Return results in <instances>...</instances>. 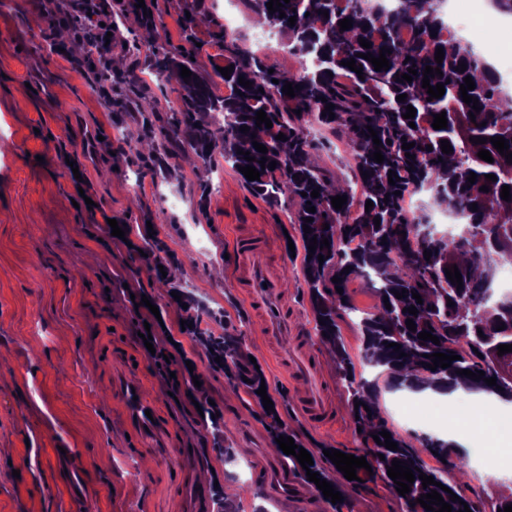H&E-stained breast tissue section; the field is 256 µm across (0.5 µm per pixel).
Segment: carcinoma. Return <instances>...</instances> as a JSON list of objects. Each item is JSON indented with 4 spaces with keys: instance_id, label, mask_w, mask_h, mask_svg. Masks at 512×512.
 Here are the masks:
<instances>
[{
    "instance_id": "obj_1",
    "label": "carcinoma",
    "mask_w": 512,
    "mask_h": 512,
    "mask_svg": "<svg viewBox=\"0 0 512 512\" xmlns=\"http://www.w3.org/2000/svg\"><path fill=\"white\" fill-rule=\"evenodd\" d=\"M255 22L288 39L294 52L301 57L312 56L315 70L305 68L292 73H269L265 58L257 51L242 47L232 35L224 34L225 65H234L230 78L215 72L217 78L230 87L224 97L213 94L212 79H205L195 71L193 63L171 52L153 51L149 55L150 68L159 76L175 80L181 89L180 118L176 124L184 128L185 144L203 166L210 165L211 155L220 151L224 162L234 170L251 165L259 170L260 179L246 181L258 196L277 202L283 188H288L289 201L296 206L292 227L297 232L301 247V272L309 289L315 329L320 341L329 349L336 369L347 393L353 423L361 427L364 447L356 449L354 456L365 457L368 464H376L381 479L391 488L397 484L387 475L392 461L398 459L411 466L417 479L411 491L399 496L404 512H427L416 503L423 494L437 491L452 512L469 507L471 512H481L469 499L459 494L460 478L468 470V461L459 455L456 446L433 435H425L417 442L391 435L397 449L389 450L377 444L373 436L385 429L377 416L373 401L375 384L356 372L341 336L338 320L355 311L348 284L355 278L365 279L372 287L378 304L376 310L360 318L357 326L362 340V356L366 364L383 367L391 373H402L391 380L396 390L420 392L427 388L442 390V385L452 384L469 392H487L485 381L473 380L458 374L462 369L473 373L494 372L493 360L498 359L512 367V352L498 355V345L512 344V300L493 297L491 284L499 255L512 253V200L501 198L502 186L512 188V163L499 154L492 142L473 143L471 139L502 136L512 151V112L499 108L501 95L495 80L484 63L459 45L448 52V43L454 38L444 35L445 26L438 7L439 0H398L391 13L379 12L369 5V0H290L283 3L284 17L279 12L269 13V0H245ZM329 17H324L323 11ZM296 17L295 25L289 18ZM352 20V28L340 29L338 21ZM408 33L405 42L396 39L399 30ZM371 43L363 48L359 39ZM391 50L386 55L389 69L376 71L374 65L359 57L370 53L379 57L382 48ZM443 48L444 59L437 63V48ZM355 59L363 67V77L341 61ZM466 70H461V65ZM441 69L430 85H444L445 94L427 101L429 94L422 87L425 66ZM192 71L185 80L181 67ZM417 70L412 82L402 81L408 69ZM470 76L475 89L467 94L478 100L480 111L464 103L460 85ZM252 82L246 88L239 78ZM278 83H273V80ZM300 86L295 97L282 92L286 83ZM405 95V101L396 97ZM327 102H322L321 98ZM334 104V119L322 115L326 103ZM416 110L412 120L402 118L406 106ZM301 114H296V110ZM262 110L272 122V127L256 126V112ZM446 112L447 127L435 130L434 115ZM475 119H470V115ZM315 121L345 142L353 154L355 165L352 178L335 179L314 159V146L305 133V125ZM415 122L416 128L409 127ZM249 132L240 131L241 126ZM377 132L381 145L373 143L368 128ZM284 134L287 140L276 139ZM450 142L452 153L441 150V141ZM264 145L268 152L255 149L253 142ZM415 143L405 150L403 143ZM432 150H427V146ZM381 150L384 161L372 159ZM485 149L494 162L488 163L477 156ZM249 153L253 161L246 160L240 151ZM415 156L410 159L405 153ZM276 162L275 169L261 167L260 160ZM394 171L399 181L391 185L389 171ZM476 181L468 182L470 173ZM298 178H293V175ZM493 174L492 182L485 175ZM428 190L434 198L451 201L452 209L462 210L468 223L461 225L454 236H438L425 232V222L407 215L404 207L407 187ZM488 186L489 191L481 190ZM320 196H310L313 190ZM308 196H302V193ZM346 196L347 202L337 210L331 198ZM374 206L365 210L366 201ZM315 212L306 211L308 206ZM312 222L305 223V218ZM380 220L375 226L374 220ZM329 229H323V224ZM310 232L303 230V225ZM406 235H400V232ZM328 239L330 246L309 253L310 239ZM357 242L355 251L345 250L346 243ZM431 252V258L424 251ZM324 262H319L318 256ZM457 266L462 276V288L451 282L445 269ZM350 270H345V267ZM341 278L333 283V277ZM342 288L338 293L336 288ZM405 291L398 299L395 292ZM422 297L419 304L412 294ZM452 300L454 306L447 305ZM391 308H386V305ZM416 307L417 315L403 312ZM413 320L415 330L408 329L407 320ZM426 331L438 337L440 344L423 341L418 333ZM483 335H478V332ZM196 340L206 349H213L211 358L221 357L224 371L231 380L252 381L254 389L261 386L262 376L256 368H247V348L240 336H226L216 340L196 333ZM401 345L399 356L390 344ZM445 353L458 355L451 366L436 370L427 368L433 363L429 355ZM360 407H355V403ZM385 460H380L379 455ZM428 455L440 463L430 467L423 456ZM426 474L450 488L422 486L418 475ZM458 500H451V494Z\"/></svg>"
}]
</instances>
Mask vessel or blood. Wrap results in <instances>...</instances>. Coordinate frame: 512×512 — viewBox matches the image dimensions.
<instances>
[{"mask_svg":"<svg viewBox=\"0 0 512 512\" xmlns=\"http://www.w3.org/2000/svg\"><path fill=\"white\" fill-rule=\"evenodd\" d=\"M231 249L238 295L253 318L258 336L266 341L288 334L294 338L291 350L277 355L273 372L274 377L289 386L287 403L308 426L323 424L335 410L331 384L309 337L301 335L298 329L297 309L289 305L281 286V270L272 258L269 239L253 227L240 230L231 241ZM142 389L141 379L133 374L116 381L115 395L122 405L134 449L149 447L152 456L168 471L184 467L175 431L168 424L147 417L149 405L138 396ZM176 489L169 475L151 481L136 499L135 512H163L159 509L163 503L168 506L164 512H177Z\"/></svg>","mask_w":512,"mask_h":512,"instance_id":"obj_1","label":"vessel or blood"}]
</instances>
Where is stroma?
<instances>
[{
    "label": "stroma",
    "instance_id": "stroma-1",
    "mask_svg": "<svg viewBox=\"0 0 512 512\" xmlns=\"http://www.w3.org/2000/svg\"><path fill=\"white\" fill-rule=\"evenodd\" d=\"M209 20L185 31L189 0H155L156 42L175 54L191 56L202 74L224 64V19L236 17L239 43L252 45L259 27L244 0H203ZM116 46L112 95L104 97L74 64L73 41L63 35L57 49L40 45L42 31L55 28L38 0H8L0 9V512H131L132 488L157 470L147 452L127 450L126 421L112 389V365L137 359L144 395L180 437L192 460L182 474L180 512H195L198 494L205 512H217L224 485L241 489L238 512H403L396 495L381 481L343 482L341 503L330 505L313 485L296 480L294 496L283 497L265 483V470L284 471L274 433L285 429L310 450L320 471L335 477L328 448L354 452L346 393L324 345L316 350L333 381L334 422L308 427L270 385L274 413L263 411L248 383L229 384L223 369L182 320L196 316L197 330L219 338L243 334L256 363L269 352L236 299L227 258L237 229L261 226L274 243L273 258L288 265L291 207L255 195L240 176L213 153L209 167L185 165L168 118L180 105L176 81L157 76L144 52L131 46L142 33V15L132 0H114ZM158 103L156 117L143 118L133 103L137 90ZM317 162L344 177L354 158L345 143L318 125H309ZM169 142L166 155L136 156L129 137ZM78 170H71L68 158ZM82 187H75V176ZM92 207H76L81 195ZM124 237L111 234V222ZM154 232L176 279L163 278L152 257L140 254L143 238ZM183 288L175 301L173 287ZM148 305L133 306L136 297ZM342 337L356 369L371 375L381 420L404 438L419 429L397 416L393 391L383 368L362 360L357 326L345 320ZM151 330L166 361H158L141 338ZM111 349V363L100 352ZM213 400L225 421L222 434L201 421L195 400ZM81 456L82 488L90 499L78 502L67 490V467L56 448ZM232 448L225 462L224 448ZM222 474L224 484L200 483L201 470Z\"/></svg>",
    "mask_w": 512,
    "mask_h": 512
}]
</instances>
